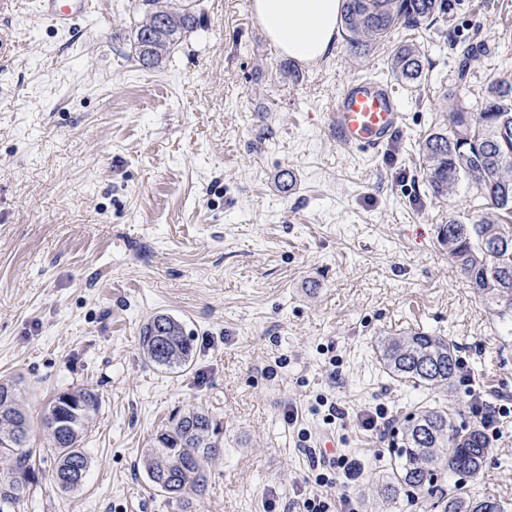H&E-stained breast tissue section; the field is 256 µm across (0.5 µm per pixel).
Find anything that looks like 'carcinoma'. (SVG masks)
Masks as SVG:
<instances>
[{"mask_svg": "<svg viewBox=\"0 0 512 512\" xmlns=\"http://www.w3.org/2000/svg\"><path fill=\"white\" fill-rule=\"evenodd\" d=\"M144 18L133 33L138 62L155 67L200 24L194 0L171 11L160 0H141ZM454 0H343L340 24L346 50L363 57L384 44L398 28H419L447 18ZM391 75L406 86L418 84L425 57L414 44H394L388 55ZM451 102L443 123L419 142L423 174L430 196L451 205L450 191L467 180L484 210L462 221L448 215L438 240L448 248L460 274L485 302L495 322L512 325V74L489 81L473 107L460 85L447 88ZM140 344L146 360L170 370L192 361L191 339L175 318L157 314L142 328ZM379 362L396 380L428 388L453 386L459 366L457 347L441 336L413 331L383 336L376 345ZM100 397L84 387L55 395L43 408L41 425L56 457L52 482L62 492L80 487L89 460L81 448L88 423ZM31 426L13 386L0 383V512H9L30 493L38 478L30 446ZM218 425L203 409L192 408L173 417L146 449L143 464L155 488L183 501L188 492L204 490V461L220 452ZM489 446L480 426L458 428L445 408L422 406L405 419L401 446L383 492L391 498L404 488L434 493L444 472L468 477L483 468ZM443 512H505L495 499L477 498L457 488L440 493Z\"/></svg>", "mask_w": 512, "mask_h": 512, "instance_id": "cac0c4a2", "label": "carcinoma"}]
</instances>
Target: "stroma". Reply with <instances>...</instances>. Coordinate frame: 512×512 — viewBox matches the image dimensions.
Here are the masks:
<instances>
[{
  "instance_id": "35a3bbf8",
  "label": "stroma",
  "mask_w": 512,
  "mask_h": 512,
  "mask_svg": "<svg viewBox=\"0 0 512 512\" xmlns=\"http://www.w3.org/2000/svg\"><path fill=\"white\" fill-rule=\"evenodd\" d=\"M246 2L196 0L200 26L154 68L131 47L138 0H99L67 30L34 21L32 0L0 9V382L17 384L35 420L63 391L101 401L83 485L50 487L54 456L33 432L39 484L16 512H182L152 488L143 456L192 407L224 446L191 512H286L316 493L312 449L326 435L366 463L358 512H442L409 491L381 496L397 444L358 415L380 407L399 421L437 402L464 427L471 395L512 396L508 326L438 242L449 212L478 202L464 180L453 207L433 200L418 152L461 50L470 96L512 73V0H456L447 20L394 32L426 65L420 85L395 84L403 123L374 154L337 143L326 114L345 82L390 79L386 49L351 59L340 37L288 71ZM157 314L190 336L187 370L145 361L140 331ZM410 330L451 340L469 381L448 392L383 373L378 339ZM319 394L336 404L332 425L311 410ZM292 405L310 449L285 419ZM489 441L466 484L512 504V418Z\"/></svg>"
}]
</instances>
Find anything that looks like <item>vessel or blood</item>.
I'll return each instance as SVG.
<instances>
[{"label": "vessel or blood", "instance_id": "vessel-or-blood-1", "mask_svg": "<svg viewBox=\"0 0 512 512\" xmlns=\"http://www.w3.org/2000/svg\"><path fill=\"white\" fill-rule=\"evenodd\" d=\"M92 13L91 0H37L35 14L56 28H70ZM337 142L366 153L378 152L401 126L397 95L387 82L362 78L348 82L327 114Z\"/></svg>", "mask_w": 512, "mask_h": 512}]
</instances>
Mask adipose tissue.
I'll list each match as a JSON object with an SVG mask.
<instances>
[{
	"mask_svg": "<svg viewBox=\"0 0 512 512\" xmlns=\"http://www.w3.org/2000/svg\"><path fill=\"white\" fill-rule=\"evenodd\" d=\"M342 0H254L268 37L288 56L313 62L334 42Z\"/></svg>",
	"mask_w": 512,
	"mask_h": 512,
	"instance_id": "ef3b65f1",
	"label": "adipose tissue"
}]
</instances>
